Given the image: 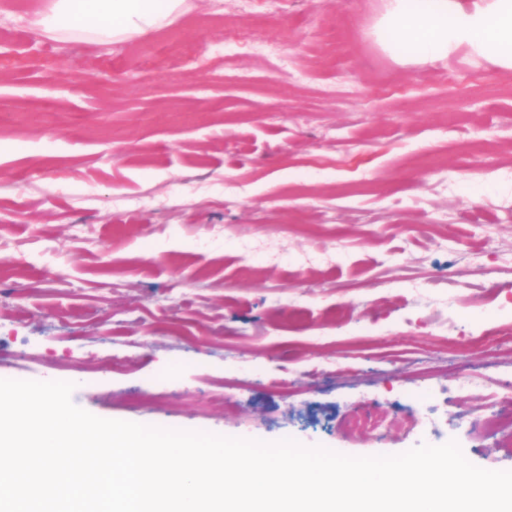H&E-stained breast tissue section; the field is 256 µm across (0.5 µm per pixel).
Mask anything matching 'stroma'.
<instances>
[{"instance_id": "35a3bbf8", "label": "stroma", "mask_w": 512, "mask_h": 512, "mask_svg": "<svg viewBox=\"0 0 512 512\" xmlns=\"http://www.w3.org/2000/svg\"><path fill=\"white\" fill-rule=\"evenodd\" d=\"M186 2L102 44L0 0V379L512 470V430L487 431L512 385V70L398 63L390 0Z\"/></svg>"}]
</instances>
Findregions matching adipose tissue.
Returning <instances> with one entry per match:
<instances>
[{"instance_id":"1","label":"adipose tissue","mask_w":512,"mask_h":512,"mask_svg":"<svg viewBox=\"0 0 512 512\" xmlns=\"http://www.w3.org/2000/svg\"><path fill=\"white\" fill-rule=\"evenodd\" d=\"M183 5L184 0H53L35 24L52 37L122 42L170 25ZM377 32L397 58L413 46L418 61L432 63L465 47L512 70V0H392Z\"/></svg>"}]
</instances>
